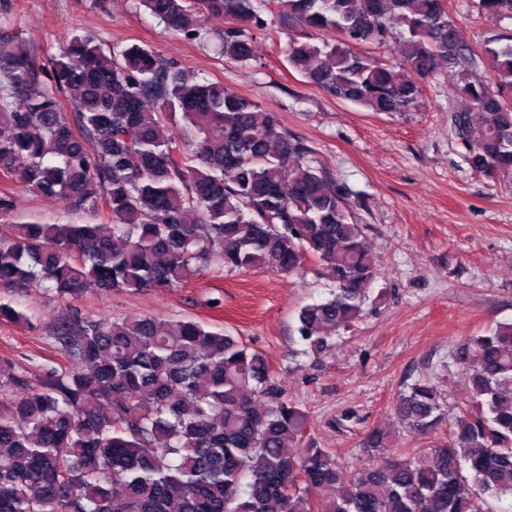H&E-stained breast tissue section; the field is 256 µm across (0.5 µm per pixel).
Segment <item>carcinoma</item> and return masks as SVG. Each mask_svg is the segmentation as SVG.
I'll return each mask as SVG.
<instances>
[{"label": "carcinoma", "mask_w": 512, "mask_h": 512, "mask_svg": "<svg viewBox=\"0 0 512 512\" xmlns=\"http://www.w3.org/2000/svg\"><path fill=\"white\" fill-rule=\"evenodd\" d=\"M258 0H140L199 38L197 15L230 19L224 58L244 61ZM291 22L288 64L366 111L413 112L420 83L455 77L448 130L469 168L512 178V37L479 53L445 0H267ZM336 39L312 41L310 31ZM397 45L380 60L352 46ZM0 34V173L96 212L103 225L6 224L0 291L76 298L95 288H177L212 263L332 271L295 332L326 353L363 315L374 278L344 194L251 98L201 82L148 47L74 36L47 59ZM25 312L0 300V321ZM67 362L0 398V512H489L512 499V322L467 337L448 362L470 402L447 417L418 380L393 412L428 447L349 469L308 437L309 416L274 392L263 354L194 320L75 313L53 334ZM336 497L317 503L324 488Z\"/></svg>", "instance_id": "obj_1"}]
</instances>
